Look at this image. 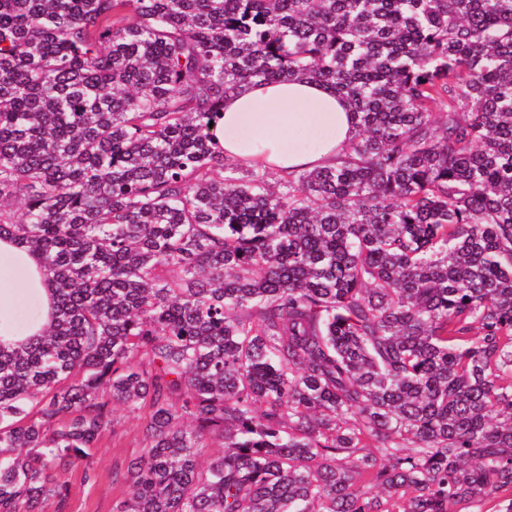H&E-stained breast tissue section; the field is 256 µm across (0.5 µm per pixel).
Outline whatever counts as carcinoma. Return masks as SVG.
<instances>
[{"instance_id": "carcinoma-1", "label": "carcinoma", "mask_w": 512, "mask_h": 512, "mask_svg": "<svg viewBox=\"0 0 512 512\" xmlns=\"http://www.w3.org/2000/svg\"><path fill=\"white\" fill-rule=\"evenodd\" d=\"M284 80L342 156L227 162L224 98ZM1 238L55 309L0 346V512H66L117 405V512L512 492V0H0Z\"/></svg>"}]
</instances>
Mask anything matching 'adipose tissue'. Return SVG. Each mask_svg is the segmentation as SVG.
<instances>
[{"label":"adipose tissue","mask_w":512,"mask_h":512,"mask_svg":"<svg viewBox=\"0 0 512 512\" xmlns=\"http://www.w3.org/2000/svg\"><path fill=\"white\" fill-rule=\"evenodd\" d=\"M213 132L227 158L312 169L334 162L355 125L345 99L327 85L281 81L225 98ZM52 305L40 256L0 239V344L40 333Z\"/></svg>","instance_id":"ef3b65f1"}]
</instances>
